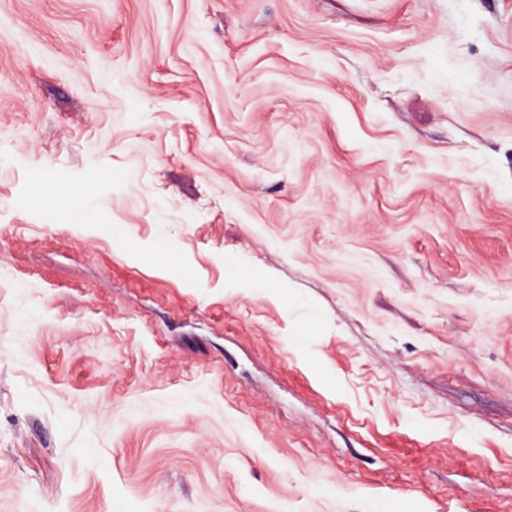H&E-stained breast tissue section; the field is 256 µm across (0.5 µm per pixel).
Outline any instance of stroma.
Wrapping results in <instances>:
<instances>
[{"label": "stroma", "mask_w": 512, "mask_h": 512, "mask_svg": "<svg viewBox=\"0 0 512 512\" xmlns=\"http://www.w3.org/2000/svg\"><path fill=\"white\" fill-rule=\"evenodd\" d=\"M0 512H512V0H0Z\"/></svg>", "instance_id": "1"}]
</instances>
